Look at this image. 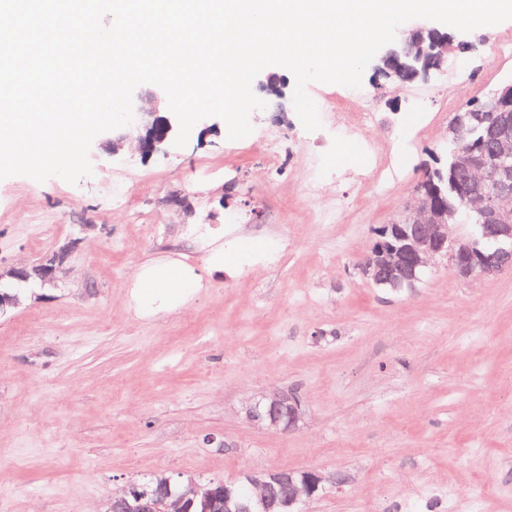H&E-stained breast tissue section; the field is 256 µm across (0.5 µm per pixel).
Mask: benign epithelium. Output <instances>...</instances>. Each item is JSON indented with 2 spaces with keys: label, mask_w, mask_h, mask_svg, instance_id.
I'll use <instances>...</instances> for the list:
<instances>
[{
  "label": "benign epithelium",
  "mask_w": 512,
  "mask_h": 512,
  "mask_svg": "<svg viewBox=\"0 0 512 512\" xmlns=\"http://www.w3.org/2000/svg\"><path fill=\"white\" fill-rule=\"evenodd\" d=\"M448 66V38L429 24H418L404 35L380 49L375 63V74L397 90L424 80L434 71ZM494 101L502 111V119L488 127L480 139L479 148L458 145L452 152L454 189L466 193L468 206L478 216L482 237L492 243L484 253L478 248L474 230L457 237L449 235L448 228L460 223L459 212L448 207L442 190L423 183L416 190V199L410 214L402 221L386 227L392 241L373 247L361 264V273L378 285L399 286L422 277L437 257L450 258L466 274L471 272L470 258L479 259L484 277L512 267V85L495 93ZM155 106L145 108L133 98V123L112 131L108 149L116 153L127 140L136 137L139 153L151 157L161 152L174 133L173 116L163 114L154 98ZM476 115L461 110L448 127V139L459 141L460 133ZM493 159L491 171H486L483 156ZM56 268L49 261L31 269L14 268L0 272V307L18 304V295L9 286L37 279L43 283L54 280ZM243 412L251 422L273 431L295 429L302 418L299 400L287 393L262 394L246 402ZM255 495L238 500L230 488L215 480L203 483L193 478L172 476L159 481L163 487L177 485L178 492H166L162 509L146 501L139 512H189V506L199 503L204 512H214V505L224 502L222 512H300V509L318 496L327 483L336 482V475H327L318 469L301 473L282 470H253L245 473Z\"/></svg>",
  "instance_id": "obj_1"
}]
</instances>
